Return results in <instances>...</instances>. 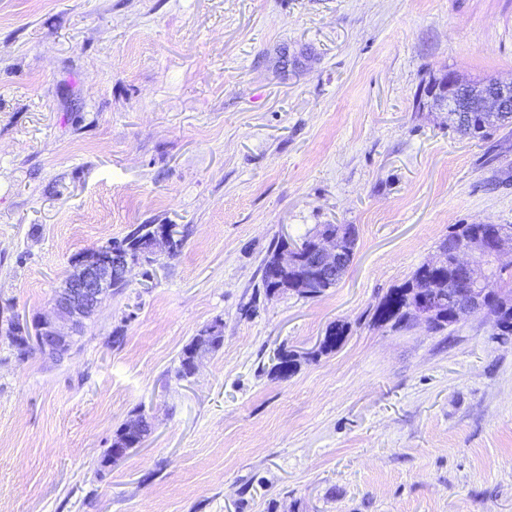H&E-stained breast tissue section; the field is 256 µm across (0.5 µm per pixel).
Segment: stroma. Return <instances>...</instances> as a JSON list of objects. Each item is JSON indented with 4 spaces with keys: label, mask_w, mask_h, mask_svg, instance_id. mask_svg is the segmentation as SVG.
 <instances>
[{
    "label": "stroma",
    "mask_w": 512,
    "mask_h": 512,
    "mask_svg": "<svg viewBox=\"0 0 512 512\" xmlns=\"http://www.w3.org/2000/svg\"><path fill=\"white\" fill-rule=\"evenodd\" d=\"M446 66L512 81V0H0V512H512V337L372 320L455 225L512 224V134L414 105ZM140 224L188 241L68 360H18L9 322ZM321 224L358 229L344 278L267 296L273 239ZM281 349L305 356L285 379ZM224 343L223 330L221 323L218 321L206 327L197 336L184 347L180 356V367L178 369V376L180 378H187L192 375L190 371V360L194 353L199 349L206 351H217ZM346 332L347 328L342 323H333L329 325L326 329L324 338L320 342L318 350L313 352V356L328 354L336 350V348L342 344L346 336ZM136 418H137L139 424L141 425V428H142L141 431L138 434H136V436L133 438L132 441H130L128 443L127 448H114V446H112V442L121 441L127 436L126 426H127L128 422L121 424L115 430V432H113L111 443L108 446V448H106L103 452L101 463H100L101 467H104V468L108 467L114 462L113 461L114 453L117 449H123L125 452L124 453V456H125L131 448H138L139 445L141 444L142 440L144 439V437L151 431L152 421H151L150 416H148L144 413H140Z\"/></svg>",
    "instance_id": "stroma-1"
}]
</instances>
